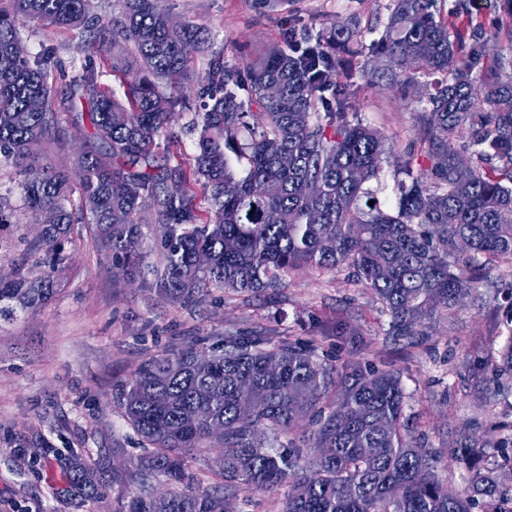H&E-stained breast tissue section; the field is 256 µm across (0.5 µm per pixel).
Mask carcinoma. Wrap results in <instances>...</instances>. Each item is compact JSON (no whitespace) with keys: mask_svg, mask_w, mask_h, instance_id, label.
I'll return each instance as SVG.
<instances>
[{"mask_svg":"<svg viewBox=\"0 0 512 512\" xmlns=\"http://www.w3.org/2000/svg\"><path fill=\"white\" fill-rule=\"evenodd\" d=\"M437 3L391 0L368 45L355 27L316 32L290 20L280 44L243 71L211 53L206 83L196 86L194 61L209 36L186 18L168 26L173 0H109L106 20L101 0H0V165L23 173L31 218L50 216L30 242L39 264L0 279V319L54 297L75 225L93 224L99 249L129 274L160 256L154 292L169 303L191 304L211 288L274 295L299 268H346L388 315V335L421 344L461 303L480 299L474 283L487 264L512 263V59L484 67L482 31L449 25ZM27 23L49 34L83 29L89 58L123 43L102 60L124 80L123 96L101 86L90 64L58 89L53 48L21 50ZM363 56L366 81L419 91L416 139L403 152L349 117L358 91L351 61ZM188 92L201 102L189 165L175 157L170 127ZM70 127L84 138L72 169L38 166L28 142L61 144ZM462 152L469 159L458 169ZM386 165L393 197L382 200ZM149 224L165 232L151 237ZM199 254L209 261L198 264ZM506 318L498 376L512 374V306ZM199 354L210 358L205 374L193 367ZM406 399L400 373L338 369L312 341L186 344L142 363L120 393L146 452L119 472L110 448L93 461L69 455L68 493L80 509L131 481L137 488L119 512H237L245 490L286 484L283 512H512V488L498 477L512 471V437L492 444L457 431L453 460L471 478L451 489L435 475L437 453L408 439ZM186 411L197 418L184 419ZM215 423L224 426V453H208L206 465L221 484L197 491L186 452L212 447ZM304 423L310 434L273 448L270 437ZM488 446L501 449L491 468ZM305 447L313 453L300 476ZM91 469L95 485L83 479ZM161 477L176 486L163 497L154 493Z\"/></svg>","mask_w":512,"mask_h":512,"instance_id":"1","label":"carcinoma"}]
</instances>
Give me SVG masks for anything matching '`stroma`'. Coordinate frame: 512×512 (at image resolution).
<instances>
[{
	"label": "stroma",
	"instance_id": "obj_1",
	"mask_svg": "<svg viewBox=\"0 0 512 512\" xmlns=\"http://www.w3.org/2000/svg\"><path fill=\"white\" fill-rule=\"evenodd\" d=\"M388 3L284 0L272 8L265 0H176V10L208 30L225 64L242 69L279 42L288 20L316 29L334 21L381 27ZM470 21L483 28L487 59L512 58V8L506 0H488L482 10L468 0L455 22L463 27ZM21 33L30 52L51 44L68 75L86 61L80 31L49 35L30 24ZM358 86L354 112L393 137L396 150L407 148L416 137L415 114L398 88L363 80ZM30 232L27 225L0 229L1 270L33 263L23 241ZM71 252L48 304L0 320V512H77L63 492V470L53 462L33 465V455L42 448L90 460L104 448L140 454L138 437L123 417L120 390L142 363L188 339L207 347L225 336L313 340L323 362L400 372L411 395V433L437 450L439 476L456 487L465 475L452 460V427L468 422L481 436L512 435V377L493 373L506 304L495 290L512 283L510 264L492 263L475 283L482 302L458 308L424 344L409 346L389 336L380 304L343 268L298 270L271 297L215 289L196 303L174 305L151 288L157 256L147 258L134 279L115 277L90 224L79 225Z\"/></svg>",
	"mask_w": 512,
	"mask_h": 512
}]
</instances>
